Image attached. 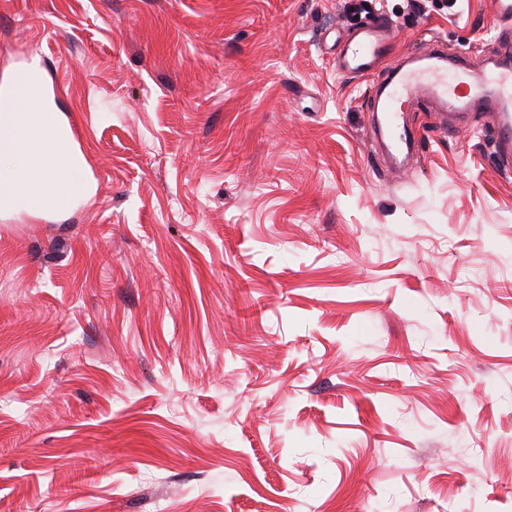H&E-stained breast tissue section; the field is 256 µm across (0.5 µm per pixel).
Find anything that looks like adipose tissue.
<instances>
[{
	"label": "adipose tissue",
	"mask_w": 512,
	"mask_h": 512,
	"mask_svg": "<svg viewBox=\"0 0 512 512\" xmlns=\"http://www.w3.org/2000/svg\"><path fill=\"white\" fill-rule=\"evenodd\" d=\"M38 73L14 89V102L0 106V211L48 213L86 197V161L69 125L48 111L37 93Z\"/></svg>",
	"instance_id": "1"
}]
</instances>
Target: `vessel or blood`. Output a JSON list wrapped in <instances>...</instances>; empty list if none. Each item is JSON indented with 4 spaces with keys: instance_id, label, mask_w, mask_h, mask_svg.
Listing matches in <instances>:
<instances>
[{
    "instance_id": "b4317fda",
    "label": "vessel or blood",
    "mask_w": 512,
    "mask_h": 512,
    "mask_svg": "<svg viewBox=\"0 0 512 512\" xmlns=\"http://www.w3.org/2000/svg\"><path fill=\"white\" fill-rule=\"evenodd\" d=\"M394 48V29L386 21L355 29L343 42L336 58V71L367 77L383 64ZM376 109L384 115L392 135L394 154L413 145L404 134L400 118L406 112H430L439 121L491 113L494 120L495 153L503 169L512 168V43L501 41L493 63L448 56L438 38L392 68L377 91Z\"/></svg>"
}]
</instances>
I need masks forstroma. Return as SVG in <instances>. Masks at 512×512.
<instances>
[{"label":"stroma","mask_w":512,"mask_h":512,"mask_svg":"<svg viewBox=\"0 0 512 512\" xmlns=\"http://www.w3.org/2000/svg\"><path fill=\"white\" fill-rule=\"evenodd\" d=\"M0 0V80L57 89L89 198L0 214V512H512V172L491 116L380 76L490 0ZM394 48V29L384 19L355 29L343 42L336 57V72L364 78L383 64Z\"/></svg>","instance_id":"35a3bbf8"}]
</instances>
